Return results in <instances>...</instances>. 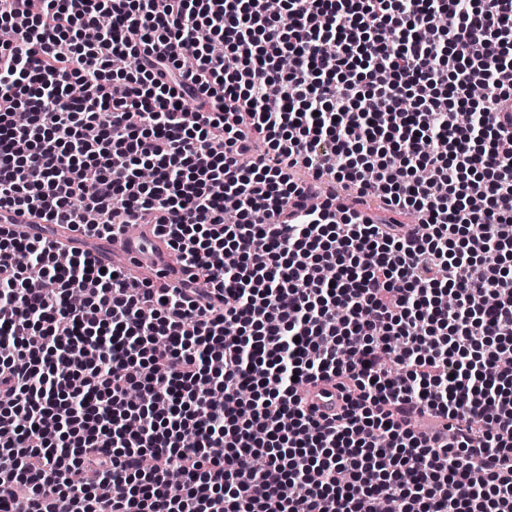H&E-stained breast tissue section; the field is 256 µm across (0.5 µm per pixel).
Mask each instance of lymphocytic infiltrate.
Instances as JSON below:
<instances>
[{
	"mask_svg": "<svg viewBox=\"0 0 512 512\" xmlns=\"http://www.w3.org/2000/svg\"><path fill=\"white\" fill-rule=\"evenodd\" d=\"M0 27V210L39 218L0 225V512H512V0ZM52 224L153 225L184 276ZM307 400L310 404L316 405L320 411H325V408H330L336 405L338 390L327 385H308Z\"/></svg>",
	"mask_w": 512,
	"mask_h": 512,
	"instance_id": "lymphocytic-infiltrate-1",
	"label": "lymphocytic infiltrate"
}]
</instances>
